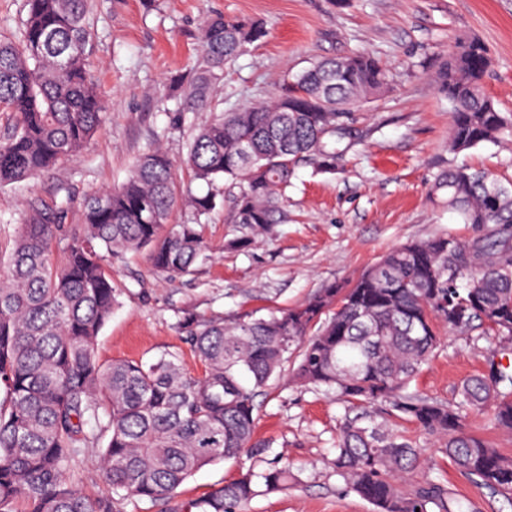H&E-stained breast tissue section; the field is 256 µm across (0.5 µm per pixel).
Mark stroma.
<instances>
[{
	"label": "stroma",
	"instance_id": "obj_1",
	"mask_svg": "<svg viewBox=\"0 0 512 512\" xmlns=\"http://www.w3.org/2000/svg\"><path fill=\"white\" fill-rule=\"evenodd\" d=\"M214 13L262 20L266 35L226 66L206 106L174 124L179 102L169 96V79L200 58L199 28ZM85 26L88 63L106 110L103 126L50 174L0 186V260L7 259L32 206H54L60 187H67L73 199L68 224L77 227L85 196L120 185L148 149H163L178 180H188L181 164L199 124L268 98L314 60L364 50L382 60L390 78L384 93L355 110L352 133L339 144L342 169H296L288 205L271 233L252 235L247 225L225 221L218 209L205 221L207 249L190 273L160 275L145 251L115 260L121 304L97 338L101 361H150L169 352L179 355L188 376L199 377L202 364L178 329L185 312L265 316L326 285L352 283L403 244L439 233L471 239L479 227L461 223L430 198L435 177L467 164L512 182V141L449 150L450 106L436 83L455 40L478 38L493 60L485 89L501 111L512 114V0H351L343 9L332 0H90ZM244 237L249 248H231V241ZM493 360L512 365V341L445 330L411 387L452 405L462 382L488 374ZM346 413V402L334 392L287 376L271 381L257 399L253 434L254 442L265 444L263 454L204 467L180 487L179 501L281 461L296 481L282 491H259L242 512H374L368 501L346 492L325 463ZM398 429L425 450L402 490L434 480L468 512H512L439 453L442 437L406 421ZM97 455V449L85 450L67 470L66 482L91 498L113 500L114 512H170L166 503L113 495Z\"/></svg>",
	"mask_w": 512,
	"mask_h": 512
}]
</instances>
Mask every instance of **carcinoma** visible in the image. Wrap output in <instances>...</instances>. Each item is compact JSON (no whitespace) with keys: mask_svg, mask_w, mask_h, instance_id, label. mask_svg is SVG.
Here are the masks:
<instances>
[{"mask_svg":"<svg viewBox=\"0 0 512 512\" xmlns=\"http://www.w3.org/2000/svg\"><path fill=\"white\" fill-rule=\"evenodd\" d=\"M24 9L19 38L0 40V112L16 120L0 142V185L48 173L104 122L86 60L88 0H25ZM265 35L259 21L207 18L200 62L171 83L189 106L204 101L224 67ZM491 64L482 41L464 38L438 73L455 153L512 138V115L484 89ZM388 85L387 69L368 52L317 61L269 99L201 125L183 166L193 180L234 189L226 219L267 233L295 169L336 171L335 144L353 109ZM432 192L462 223L493 228L470 241L441 233L397 247L353 284L329 285L278 314L185 313L178 329L203 365L198 378L176 354L102 362L96 339L120 305L112 261L146 250L157 273L190 272L206 248L201 217L224 199L180 191L169 156L153 149L121 186L89 197L74 229L65 225L70 196L50 211L32 208L0 270V512H112L111 500L63 478L103 437L99 466L112 490L151 502L174 497L202 468L256 450L255 398L292 356L295 382L334 389L363 409L341 426L330 464L375 512H463L440 483L400 489L422 449L375 422L368 409L376 405L446 437L442 452L457 469L512 505V456L466 430L474 412L512 432V367L492 363L488 376L464 381L453 407L410 390L437 348L439 322L512 339V182L461 165ZM179 201L194 221L168 230ZM292 480L286 465L248 470L180 510L237 512L257 484L275 492Z\"/></svg>","mask_w":512,"mask_h":512,"instance_id":"carcinoma-1","label":"carcinoma"}]
</instances>
